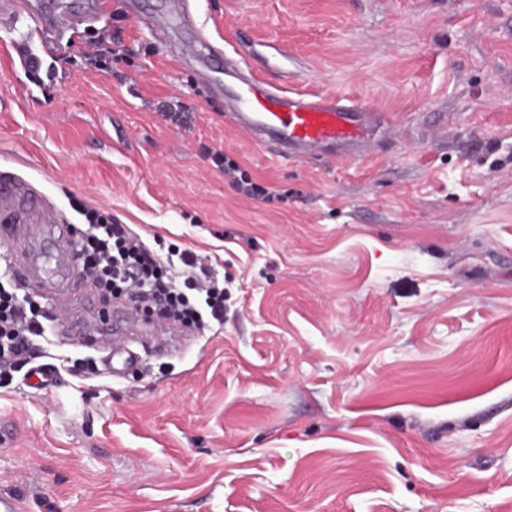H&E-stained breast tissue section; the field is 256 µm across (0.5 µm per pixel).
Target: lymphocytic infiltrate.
<instances>
[{
	"mask_svg": "<svg viewBox=\"0 0 512 512\" xmlns=\"http://www.w3.org/2000/svg\"><path fill=\"white\" fill-rule=\"evenodd\" d=\"M73 226L75 263L96 287L183 327L199 330L224 322V280L207 257L189 249L155 252L111 213L79 206ZM47 307L0 274V376L41 358L50 330Z\"/></svg>",
	"mask_w": 512,
	"mask_h": 512,
	"instance_id": "1",
	"label": "lymphocytic infiltrate"
}]
</instances>
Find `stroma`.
Masks as SVG:
<instances>
[{
  "label": "stroma",
  "mask_w": 512,
  "mask_h": 512,
  "mask_svg": "<svg viewBox=\"0 0 512 512\" xmlns=\"http://www.w3.org/2000/svg\"><path fill=\"white\" fill-rule=\"evenodd\" d=\"M260 75L371 105L357 161L288 164L112 0L33 86L0 63V169L210 256L224 325L133 327L138 369L55 337L0 382V494L25 512H512V0H197ZM112 68H86L99 32ZM236 166L227 176L210 149ZM253 194H244L243 183ZM53 317L110 315L73 289Z\"/></svg>",
  "instance_id": "obj_1"
}]
</instances>
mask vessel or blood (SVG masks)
Returning a JSON list of instances; mask_svg holds the SVG:
<instances>
[{"mask_svg":"<svg viewBox=\"0 0 512 512\" xmlns=\"http://www.w3.org/2000/svg\"><path fill=\"white\" fill-rule=\"evenodd\" d=\"M32 21L33 56L37 70L47 73L48 60L57 47L69 45L73 34L87 23L103 19L99 0L70 14L57 12L53 0H0V18ZM160 34L192 26V0H171L167 14L154 17ZM186 53L200 63L204 80L222 92L224 118L237 130L283 161L359 160L384 123L381 113L367 103L336 93H308L276 86L257 74L250 61L233 58L226 49L207 39L185 45ZM0 211L10 215L7 240L17 278L29 288L74 287L73 236L65 216L34 185L10 171L0 170ZM132 312H124L108 333L112 344L105 357L109 375L117 377L137 366L141 357L128 343Z\"/></svg>","mask_w":512,"mask_h":512,"instance_id":"vessel-or-blood-1","label":"vessel or blood"}]
</instances>
